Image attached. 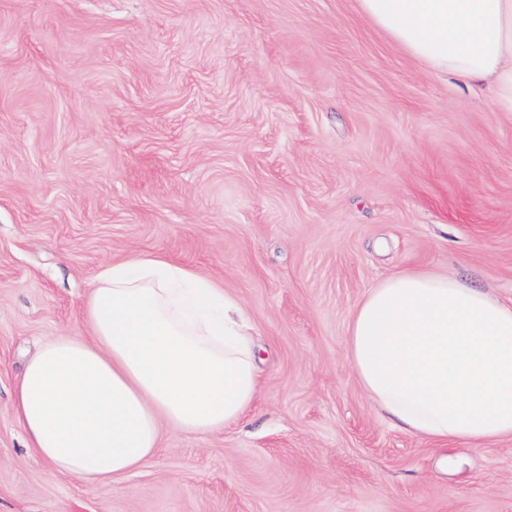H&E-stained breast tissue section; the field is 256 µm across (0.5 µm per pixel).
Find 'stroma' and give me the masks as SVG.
Listing matches in <instances>:
<instances>
[{
	"label": "stroma",
	"instance_id": "stroma-1",
	"mask_svg": "<svg viewBox=\"0 0 512 512\" xmlns=\"http://www.w3.org/2000/svg\"><path fill=\"white\" fill-rule=\"evenodd\" d=\"M137 253L237 296L259 391L87 484L25 448L13 390ZM402 272L512 297V112L355 0H0V512H512V440L406 434L351 370L353 310Z\"/></svg>",
	"mask_w": 512,
	"mask_h": 512
}]
</instances>
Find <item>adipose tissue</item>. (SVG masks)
<instances>
[{
    "instance_id": "adipose-tissue-1",
    "label": "adipose tissue",
    "mask_w": 512,
    "mask_h": 512,
    "mask_svg": "<svg viewBox=\"0 0 512 512\" xmlns=\"http://www.w3.org/2000/svg\"><path fill=\"white\" fill-rule=\"evenodd\" d=\"M360 13L434 71L487 89L512 112V0H357ZM86 336L27 360L12 414L56 472L87 482L133 472L163 427L209 434L257 392L240 301L168 256L103 265ZM347 359L372 407L401 431L483 448L512 438V299L445 274L403 272L354 309Z\"/></svg>"
}]
</instances>
